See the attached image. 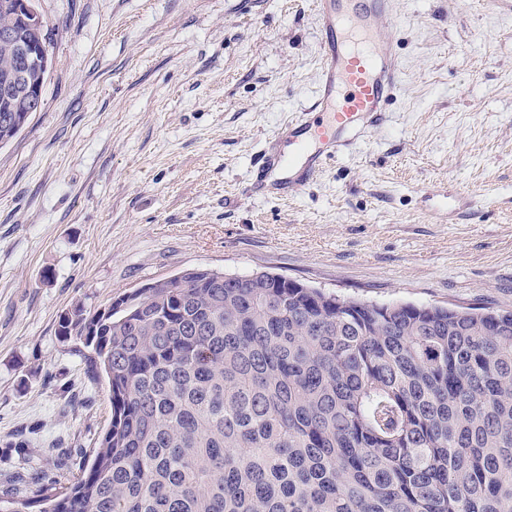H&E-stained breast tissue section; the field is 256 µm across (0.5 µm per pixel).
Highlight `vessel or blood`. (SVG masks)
<instances>
[{"label":"vessel or blood","mask_w":512,"mask_h":512,"mask_svg":"<svg viewBox=\"0 0 512 512\" xmlns=\"http://www.w3.org/2000/svg\"><path fill=\"white\" fill-rule=\"evenodd\" d=\"M321 22V71L309 109L284 129L287 151L265 153L252 194L287 196L381 124L403 77L400 57L384 45L380 22L393 0H315Z\"/></svg>","instance_id":"vessel-or-blood-1"}]
</instances>
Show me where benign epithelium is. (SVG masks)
Returning a JSON list of instances; mask_svg holds the SVG:
<instances>
[{
    "label": "benign epithelium",
    "instance_id": "obj_1",
    "mask_svg": "<svg viewBox=\"0 0 512 512\" xmlns=\"http://www.w3.org/2000/svg\"><path fill=\"white\" fill-rule=\"evenodd\" d=\"M12 21L0 23V44L8 48L14 64L6 75L7 86L25 89L26 110L15 113L0 125L7 139L23 127L43 104L45 79L50 68L48 49L35 44L25 34L35 33L43 26V17L35 0H12Z\"/></svg>",
    "mask_w": 512,
    "mask_h": 512
}]
</instances>
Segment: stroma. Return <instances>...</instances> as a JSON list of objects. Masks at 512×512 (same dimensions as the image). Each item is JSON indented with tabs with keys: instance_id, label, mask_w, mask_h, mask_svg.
<instances>
[{
	"instance_id": "1",
	"label": "stroma",
	"mask_w": 512,
	"mask_h": 512,
	"mask_svg": "<svg viewBox=\"0 0 512 512\" xmlns=\"http://www.w3.org/2000/svg\"><path fill=\"white\" fill-rule=\"evenodd\" d=\"M44 104L0 147V491L112 411L58 334L190 268L512 311V0H394L385 124L285 197L245 189L318 85L313 0H37Z\"/></svg>"
}]
</instances>
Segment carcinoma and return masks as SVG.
<instances>
[{"instance_id":"cac0c4a2","label":"carcinoma","mask_w":512,"mask_h":512,"mask_svg":"<svg viewBox=\"0 0 512 512\" xmlns=\"http://www.w3.org/2000/svg\"><path fill=\"white\" fill-rule=\"evenodd\" d=\"M66 329L112 418L13 512H512V312L207 270Z\"/></svg>"}]
</instances>
